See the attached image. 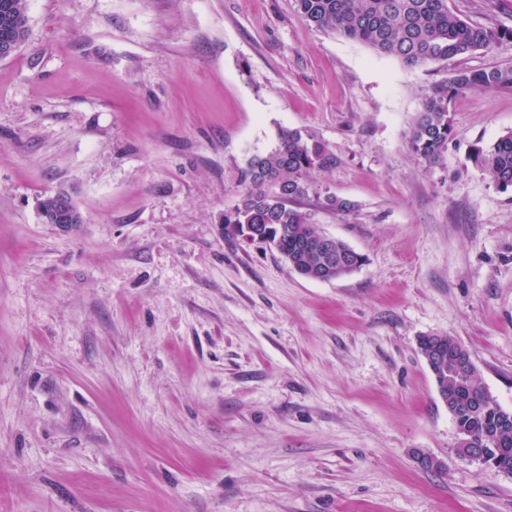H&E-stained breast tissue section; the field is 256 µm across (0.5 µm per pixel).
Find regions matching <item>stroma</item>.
Here are the masks:
<instances>
[{
    "mask_svg": "<svg viewBox=\"0 0 512 512\" xmlns=\"http://www.w3.org/2000/svg\"><path fill=\"white\" fill-rule=\"evenodd\" d=\"M449 4L512 28V0ZM28 18L0 60V512H512V476L456 454L418 349L456 338L512 410V193L466 158L512 129V92L458 96L437 165L408 143L432 85L512 43L410 69L295 0ZM283 128L334 159L308 208L364 255L348 276L224 236ZM61 189L67 232L37 208Z\"/></svg>",
    "mask_w": 512,
    "mask_h": 512,
    "instance_id": "stroma-1",
    "label": "stroma"
}]
</instances>
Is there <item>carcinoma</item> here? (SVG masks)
Masks as SVG:
<instances>
[{"mask_svg":"<svg viewBox=\"0 0 512 512\" xmlns=\"http://www.w3.org/2000/svg\"><path fill=\"white\" fill-rule=\"evenodd\" d=\"M314 26L364 43L377 53L414 68L504 42L512 29L473 24L454 12L448 0H295ZM28 21V0H0V48L5 37L27 40L19 23ZM472 88L512 91V65L481 70H458L433 85L409 136L411 151L424 163H438L453 140L450 105ZM468 159L502 192L512 190V130L495 142L470 146ZM332 159L324 146L298 129H281L278 144L249 159L242 171L237 203L224 212V236L238 237L236 224H251L261 243L273 247L300 275L326 280L344 277L360 268L364 256L341 240L336 254L345 264L331 267L322 250L320 233L301 203L313 192L309 180L315 169ZM435 342L418 339L420 354L434 378L438 395L448 406L458 436L472 439L474 448H492L489 467L512 475V410L501 406L482 385L469 351L454 337H443V357L431 356Z\"/></svg>","mask_w":512,"mask_h":512,"instance_id":"1","label":"carcinoma"}]
</instances>
